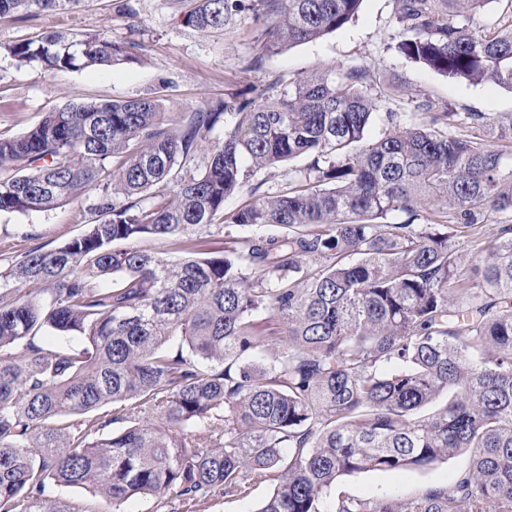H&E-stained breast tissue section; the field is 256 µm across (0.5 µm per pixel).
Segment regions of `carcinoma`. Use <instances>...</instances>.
I'll return each instance as SVG.
<instances>
[{
	"mask_svg": "<svg viewBox=\"0 0 512 512\" xmlns=\"http://www.w3.org/2000/svg\"><path fill=\"white\" fill-rule=\"evenodd\" d=\"M490 0H397V49L450 80L512 90V25L481 33ZM81 0H0V18L56 15ZM362 0H195L199 33L252 10L251 66L345 27ZM142 45L99 30H47L7 47L45 70L138 63ZM357 66L284 81L188 114L133 95L73 102L0 136V213L97 195L79 236L24 254L0 282V512H70L49 483L112 504L168 508L244 493L279 472L257 512H324L336 481L368 471L467 465L414 496L339 497L330 512H512V224L469 269L452 239L512 214V155L465 134L483 116L378 112ZM385 128L369 135L375 120ZM303 156L288 189L236 210L259 171ZM401 212L405 220L387 221ZM425 217V223L416 220ZM278 226L224 255L162 259L143 239L192 251L199 234ZM317 268L304 271L305 261ZM281 324L269 339L252 317ZM46 331L58 342H35ZM121 404L159 424L111 430Z\"/></svg>",
	"mask_w": 512,
	"mask_h": 512,
	"instance_id": "carcinoma-1",
	"label": "carcinoma"
}]
</instances>
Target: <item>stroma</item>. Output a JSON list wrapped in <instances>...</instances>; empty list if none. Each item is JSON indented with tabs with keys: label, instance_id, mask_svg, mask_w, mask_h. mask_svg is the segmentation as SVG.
<instances>
[{
	"label": "stroma",
	"instance_id": "obj_1",
	"mask_svg": "<svg viewBox=\"0 0 512 512\" xmlns=\"http://www.w3.org/2000/svg\"><path fill=\"white\" fill-rule=\"evenodd\" d=\"M193 0H134L136 23L118 10V0H88L68 15L0 19V135L14 136L49 112L71 102L121 99L160 92L167 112H188L228 92L259 87L275 77L294 78L331 68H365L382 97L384 112L413 113L417 100L428 98L453 111L483 115L496 125L512 119V91L493 83L447 79L421 67L394 48L396 0H363L354 19L321 39L263 60L249 61L265 24L254 12L240 15L224 30L200 35L184 28L180 12ZM93 32L108 26L116 40L132 38L143 46L138 63L81 70L47 71L20 65L7 45L48 27ZM93 216L83 202H66L49 211L0 214V271H8L27 251L52 248L81 233ZM508 216L489 212L472 234L455 239L465 266L483 264L498 225ZM467 461L457 456L426 470L366 472L340 478L330 491L338 496H411L431 485H449ZM277 483L275 477L250 484L238 496L216 494L192 512H257Z\"/></svg>",
	"mask_w": 512,
	"mask_h": 512
}]
</instances>
